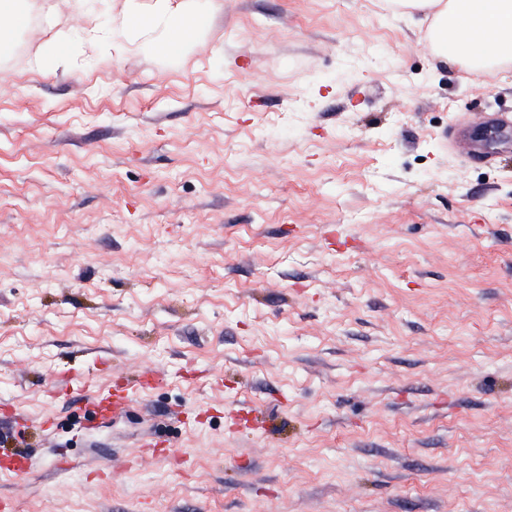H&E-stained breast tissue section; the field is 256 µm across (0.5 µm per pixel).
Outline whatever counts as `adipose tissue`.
Listing matches in <instances>:
<instances>
[{
  "label": "adipose tissue",
  "mask_w": 512,
  "mask_h": 512,
  "mask_svg": "<svg viewBox=\"0 0 512 512\" xmlns=\"http://www.w3.org/2000/svg\"><path fill=\"white\" fill-rule=\"evenodd\" d=\"M396 11L433 15L430 43L444 64L464 67L478 79L493 65L512 59V0H387ZM206 14L197 0H127L113 30L132 47L159 57L189 52L203 33ZM156 39L142 41L145 32Z\"/></svg>",
  "instance_id": "ef3b65f1"
}]
</instances>
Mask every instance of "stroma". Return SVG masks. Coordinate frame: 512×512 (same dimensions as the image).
Listing matches in <instances>:
<instances>
[{
  "label": "stroma",
  "instance_id": "obj_1",
  "mask_svg": "<svg viewBox=\"0 0 512 512\" xmlns=\"http://www.w3.org/2000/svg\"><path fill=\"white\" fill-rule=\"evenodd\" d=\"M384 2L210 0L161 59L87 44L126 0H29L0 55V406L53 425L4 430L35 469L0 479L13 512H512V148L444 139L512 115V63L468 80ZM143 369L166 382L117 423L52 385ZM70 52L69 39L64 35L56 40L46 43L30 61L34 69L43 68L50 60L66 55ZM448 132L453 141L462 147L473 164H487L490 154L486 148L488 139L507 144L512 142V115L496 112L484 116L481 122H474L468 116L459 114L449 123Z\"/></svg>",
  "mask_w": 512,
  "mask_h": 512
}]
</instances>
